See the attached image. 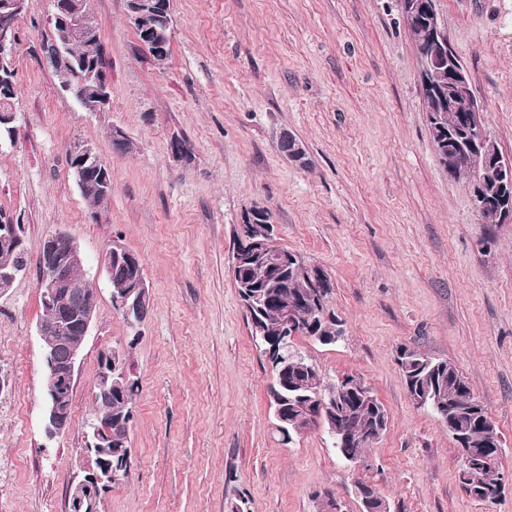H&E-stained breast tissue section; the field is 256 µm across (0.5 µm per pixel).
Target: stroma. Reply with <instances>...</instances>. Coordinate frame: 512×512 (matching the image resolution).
Masks as SVG:
<instances>
[{
	"label": "stroma",
	"instance_id": "35a3bbf8",
	"mask_svg": "<svg viewBox=\"0 0 512 512\" xmlns=\"http://www.w3.org/2000/svg\"><path fill=\"white\" fill-rule=\"evenodd\" d=\"M448 42L512 160V0H435ZM109 62L110 105L82 109L43 56L50 0H34L9 56L14 135L0 139V215L23 228L32 263L0 291V512H68L90 465L88 426L101 353L124 349L139 383L132 470L99 512H360L374 485L391 512H512V224H485L468 177L449 176L429 132L421 59L395 0H172L171 55L156 66L126 0H90ZM131 141L116 153L113 130ZM306 165L278 149L282 133ZM189 155L174 158L173 139ZM112 168L94 210L69 167L77 143ZM272 214L276 245L320 268L343 323L333 345L298 349L326 383L358 375L387 413L364 455L342 461L316 426L283 445L272 373L251 336L232 264L239 226ZM65 229L97 295L66 434L42 427L45 372L34 268ZM119 240L142 260L146 321L112 307L100 259ZM448 361L484 403L503 447L501 492L485 503L460 480L457 446L414 404L401 347Z\"/></svg>",
	"mask_w": 512,
	"mask_h": 512
}]
</instances>
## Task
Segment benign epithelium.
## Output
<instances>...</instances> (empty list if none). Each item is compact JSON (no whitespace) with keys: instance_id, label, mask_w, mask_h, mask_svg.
Returning a JSON list of instances; mask_svg holds the SVG:
<instances>
[{"instance_id":"benign-epithelium-1","label":"benign epithelium","mask_w":512,"mask_h":512,"mask_svg":"<svg viewBox=\"0 0 512 512\" xmlns=\"http://www.w3.org/2000/svg\"><path fill=\"white\" fill-rule=\"evenodd\" d=\"M127 17L138 34L144 48L164 47L170 41L172 15L169 0H126ZM34 6L33 0H0V83H12L11 70H3L8 50L16 40L17 24ZM54 11L51 20L64 30V39L54 44L55 54L61 56L76 40H80L97 27L92 11L83 10L76 0H53ZM398 9L405 26L411 30H421L434 42V49L426 58L422 79L432 85L444 79L448 80V108L442 105L431 108L429 118L436 120L434 126L446 124L448 113L461 112L470 130L469 146L464 148L472 173L470 185H479V190H471L473 201L479 207L497 199L499 222L512 223V160L504 159L495 142L487 135L482 123V106L474 95L466 72L449 50L443 38V27L435 3L432 0H398ZM95 81L101 84L100 94L80 99L81 107L87 112H101L109 104L106 95L108 82L105 70H100ZM281 153L290 161L298 162L306 156L305 150L297 138L290 134L281 135L279 143ZM72 161L78 172H94L100 175L102 190L112 188V169L97 150L88 143H79L72 151ZM241 237L244 247L249 249L245 255L238 254L236 266L256 254H270L272 246L271 225L256 224L244 219L241 224ZM14 251L23 249L22 236L15 224L0 226V248ZM41 276L37 288L41 295L43 314L37 323V332L42 345L44 372L47 376L45 389V407L43 413L44 431L49 438L65 434L70 427L71 411L69 405L60 396L58 390L73 387L81 350L72 343H57L46 340L54 328L76 325L81 335L89 334L96 316V309L87 296L84 282L74 274V268L80 263V250L74 238L64 230H57L45 239L39 256ZM283 269L293 276L308 279L313 285L323 289L329 287V281L298 256L280 258ZM125 267L130 288L112 297L113 309L128 322L141 314L149 304V289L140 273V257L118 240L106 250L103 267L107 278H112V264ZM319 292L312 298H303L293 302L285 310L281 327L276 336L265 340V354L273 365H286L284 353L292 343L298 323L296 311L302 306H310L322 300ZM134 382L123 352L113 349L102 356L101 370L94 387L96 403L112 402V394L124 392ZM293 411L302 415L305 425L323 424L328 417L336 413L332 402L324 395L294 405ZM489 430L488 440L483 449L481 462L474 464L465 461L464 479L472 496L488 498L492 496L490 488L483 482V469L492 464L499 455L497 435L492 420H485ZM112 447V432L102 423L92 426L86 435V451L92 458V466L71 487L69 494L70 512H96L97 501L102 494L131 473V456H126L115 465L112 454L104 449ZM363 512H389L384 498L367 491L360 492Z\"/></svg>"}]
</instances>
